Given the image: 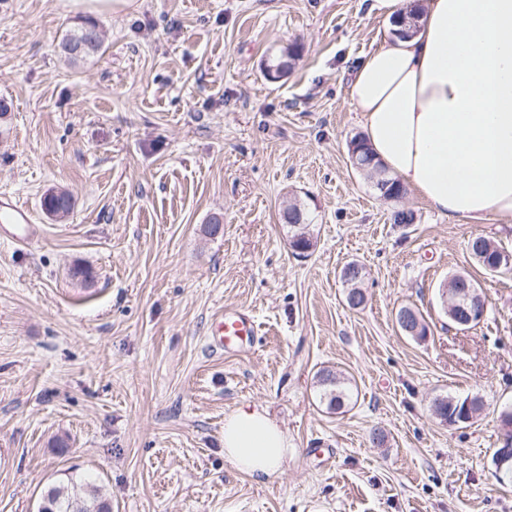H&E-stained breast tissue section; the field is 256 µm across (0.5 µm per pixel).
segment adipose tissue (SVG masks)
Here are the masks:
<instances>
[{
	"label": "adipose tissue",
	"instance_id": "1",
	"mask_svg": "<svg viewBox=\"0 0 512 512\" xmlns=\"http://www.w3.org/2000/svg\"><path fill=\"white\" fill-rule=\"evenodd\" d=\"M388 19L419 15L348 76L374 160L439 214L512 222V0H376ZM288 437L262 408L224 418V457L268 478Z\"/></svg>",
	"mask_w": 512,
	"mask_h": 512
}]
</instances>
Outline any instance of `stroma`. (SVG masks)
Segmentation results:
<instances>
[{"label": "stroma", "instance_id": "stroma-1", "mask_svg": "<svg viewBox=\"0 0 512 512\" xmlns=\"http://www.w3.org/2000/svg\"><path fill=\"white\" fill-rule=\"evenodd\" d=\"M372 2L137 0L97 16L103 49L73 64L58 43L84 13L0 0V196L36 217L28 243L0 237V512H37L68 479L112 512H512L491 466L512 408V271L466 250L481 234L512 253V225L410 193L397 205L414 223L393 224L397 205L351 166L348 73L391 29ZM291 45L294 68L267 80ZM52 189L73 199L66 219L41 206ZM292 203L312 219L304 258ZM455 272L488 300L466 331L440 292ZM403 305L425 339L400 333ZM228 308L259 324L237 356L209 345ZM324 368L352 383L343 412L319 401ZM448 394L484 409L445 424L431 403ZM243 403L288 435L260 482L224 458V416ZM284 220L289 224L291 247L309 252L314 246L313 236L309 231L312 219L309 218L305 208L297 204L290 205L285 211Z\"/></svg>", "mask_w": 512, "mask_h": 512}]
</instances>
